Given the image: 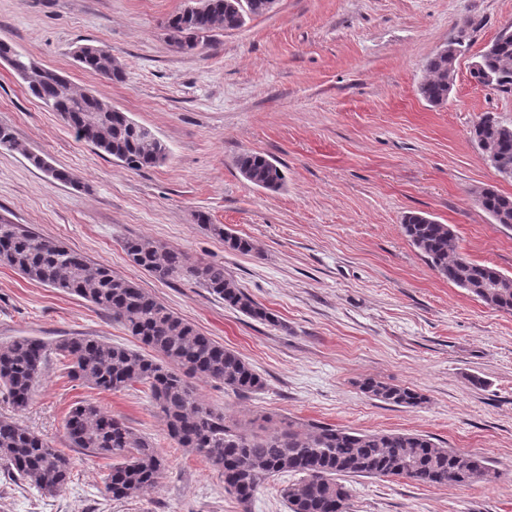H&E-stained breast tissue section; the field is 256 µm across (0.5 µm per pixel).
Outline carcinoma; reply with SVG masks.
<instances>
[{"instance_id": "carcinoma-1", "label": "carcinoma", "mask_w": 512, "mask_h": 512, "mask_svg": "<svg viewBox=\"0 0 512 512\" xmlns=\"http://www.w3.org/2000/svg\"><path fill=\"white\" fill-rule=\"evenodd\" d=\"M267 2L248 0L245 12L239 0H200L199 6L170 15L164 26L171 40L182 43L181 50L192 51L213 30H238L248 18L267 13ZM81 52V68L122 80L118 62L102 69L99 47L83 45ZM455 64L456 59L444 51L428 60L427 76L419 87L427 102L437 106L448 101ZM470 77L484 87L493 82L504 92L512 90L511 30L502 31L478 55ZM29 94L59 112L70 129H84L85 142L130 169L156 167L168 157L162 141L151 144L140 139L136 122L125 113L91 111L96 95L89 91L71 93L61 107L55 106V87L50 82ZM471 134L476 142L494 146L495 153H484L491 167L500 174L512 171V125L487 113ZM0 147L21 152L57 181L71 182L67 171L28 151L3 125ZM234 163L259 188L275 191L284 183L282 170L260 152H244ZM478 203L495 223L512 229L511 197L489 188ZM198 221L221 238L227 249L241 254L254 250L251 240L209 223L205 216H198ZM402 228L439 277L493 310L512 312V288L495 287L512 277L461 252L448 225L410 213ZM124 250L132 263L160 280L188 277L244 316L263 324L278 323L267 308L226 277L222 265L191 263L178 249L140 238L126 239ZM0 266L34 283L86 299L151 350L145 355L93 336H70L53 345L34 336L1 343L0 389L16 412L31 404L35 385L54 353L67 360L70 379L94 389L146 387L169 436L179 447L210 460L221 471L225 490L244 505L253 501L264 480L281 473L293 476L280 490L289 512H340L351 500L346 477H400L429 486L490 484L499 478L483 457L455 452L419 433L359 431L293 420L250 432L228 426L224 413L201 400L195 381L218 382L237 394L264 390V379L239 353L197 330L147 289L115 274L109 266L4 219H0ZM360 390L397 407L412 409L424 403V396L409 386L373 378L363 380ZM64 430L69 447L115 460L105 483V492L114 500L137 497L162 477L164 459L151 438L136 433L124 418L105 412L91 400L80 401L69 410ZM0 464L12 477L47 495L56 494L72 480L70 458L12 416L0 415Z\"/></svg>"}]
</instances>
